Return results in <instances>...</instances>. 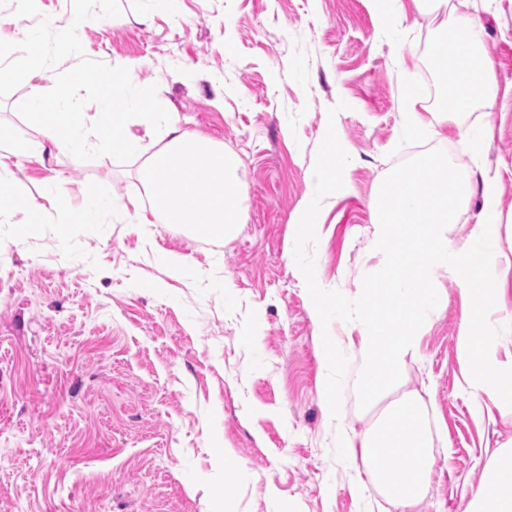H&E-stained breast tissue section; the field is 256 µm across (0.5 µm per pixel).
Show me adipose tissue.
Instances as JSON below:
<instances>
[{
	"label": "adipose tissue",
	"mask_w": 512,
	"mask_h": 512,
	"mask_svg": "<svg viewBox=\"0 0 512 512\" xmlns=\"http://www.w3.org/2000/svg\"><path fill=\"white\" fill-rule=\"evenodd\" d=\"M413 2L437 19L441 31L437 53L452 86L451 109L441 114V123L477 104L493 110L499 86L481 46L477 16L457 12L451 0ZM136 69V63L126 62L94 74L96 110L88 124L65 93L52 96L39 85V78L53 70L50 56H43L31 73L36 83L27 107L49 149L72 151L95 142L138 160V176L152 204L150 211H143L140 200L115 198L103 183L70 210L62 230L102 223L112 212L134 215L141 224L152 216L163 224L190 225L202 237L232 238L242 222L245 191L239 157L223 143L188 132L159 89L144 120V136L135 135L133 117L145 103L134 90ZM349 166L341 150L320 157V174L311 183L299 223H308L320 200L348 191V183L336 176ZM482 185L479 218L462 241H454L450 228L472 193V173L464 167L449 171L445 153L419 154L374 198L378 217L372 249L380 261L371 270L369 288L352 301L338 300L318 287L311 290L309 309L334 368L342 372L352 359H362L363 401L380 408L369 428L339 430V454L357 472L350 490L360 497L376 487L396 512H408L431 482L428 405L418 390L408 388L405 369L416 360L423 336L448 303L436 272L452 270L470 292L469 317L459 331L467 367L460 393L478 412L483 396L499 399L512 392L505 383L512 377V360L500 359L504 353L512 357V318L490 316L512 273V252L501 245L502 234L511 235L512 225L502 223L499 173L483 169ZM489 471L490 479L471 494L464 512H512L511 446L500 447Z\"/></svg>",
	"instance_id": "adipose-tissue-1"
}]
</instances>
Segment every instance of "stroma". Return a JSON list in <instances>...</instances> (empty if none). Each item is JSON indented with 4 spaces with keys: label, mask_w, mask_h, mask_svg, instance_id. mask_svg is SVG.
<instances>
[{
    "label": "stroma",
    "mask_w": 512,
    "mask_h": 512,
    "mask_svg": "<svg viewBox=\"0 0 512 512\" xmlns=\"http://www.w3.org/2000/svg\"><path fill=\"white\" fill-rule=\"evenodd\" d=\"M457 8L480 17L500 93L493 114L478 106L445 125L430 79L439 31L412 0L386 29L365 0H180L174 11L165 0H0V60L17 71L0 85V132L18 147L4 175L27 203L54 179L64 203L35 226L25 206L0 212V512H387L377 489H349L322 410L329 353L310 282L288 255L330 294L358 296L378 261L376 191L427 149L497 169L512 219V0ZM24 25L72 29L78 51L60 53L42 85L67 91L75 111L95 110L87 70L132 60L144 95L164 86L186 130L239 157L244 222L233 240L109 220L60 235L64 208L97 184L123 200L144 189L136 163L102 147L39 157L26 114L37 51L18 46ZM409 85L429 91L416 106L428 127L415 135L401 122ZM484 120L477 156L458 128ZM334 146L351 159L349 191L321 226H301L311 175ZM165 255L188 274L169 278ZM437 279L448 306L406 369L439 424L432 481L411 512H462L512 440L511 406L479 416L458 390L465 292L452 272Z\"/></svg>",
    "instance_id": "stroma-1"
}]
</instances>
